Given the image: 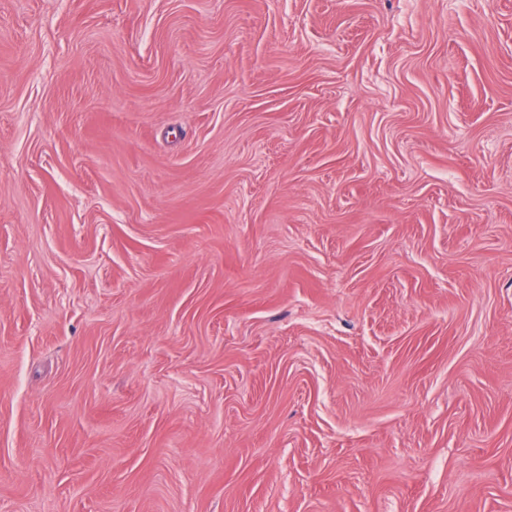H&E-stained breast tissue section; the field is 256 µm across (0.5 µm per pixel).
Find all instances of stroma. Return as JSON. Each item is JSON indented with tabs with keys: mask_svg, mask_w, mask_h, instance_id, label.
<instances>
[{
	"mask_svg": "<svg viewBox=\"0 0 512 512\" xmlns=\"http://www.w3.org/2000/svg\"><path fill=\"white\" fill-rule=\"evenodd\" d=\"M0 512H512V0H0Z\"/></svg>",
	"mask_w": 512,
	"mask_h": 512,
	"instance_id": "1",
	"label": "stroma"
}]
</instances>
